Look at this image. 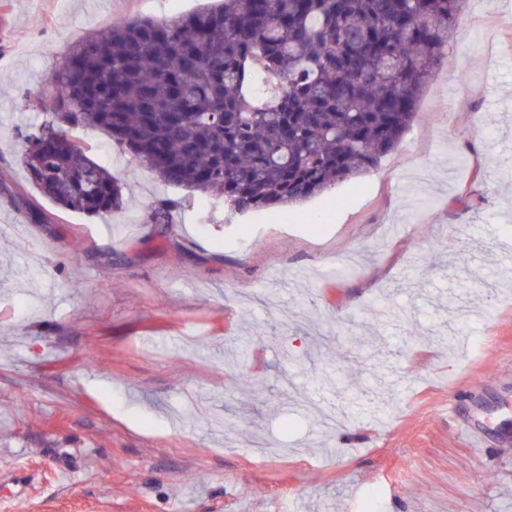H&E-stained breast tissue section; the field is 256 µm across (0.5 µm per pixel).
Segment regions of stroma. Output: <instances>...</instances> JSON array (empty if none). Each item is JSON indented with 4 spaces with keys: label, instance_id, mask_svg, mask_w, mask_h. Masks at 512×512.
I'll use <instances>...</instances> for the list:
<instances>
[{
    "label": "stroma",
    "instance_id": "obj_1",
    "mask_svg": "<svg viewBox=\"0 0 512 512\" xmlns=\"http://www.w3.org/2000/svg\"><path fill=\"white\" fill-rule=\"evenodd\" d=\"M198 7L0 0V512H512V0H468L396 147L284 221L88 131L106 235L23 137L77 42Z\"/></svg>",
    "mask_w": 512,
    "mask_h": 512
}]
</instances>
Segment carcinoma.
Listing matches in <instances>:
<instances>
[{
  "label": "carcinoma",
  "instance_id": "1",
  "mask_svg": "<svg viewBox=\"0 0 512 512\" xmlns=\"http://www.w3.org/2000/svg\"><path fill=\"white\" fill-rule=\"evenodd\" d=\"M464 0H222L119 17L49 79L22 164L65 212L125 207L79 132L164 182L280 210L377 166L409 128Z\"/></svg>",
  "mask_w": 512,
  "mask_h": 512
}]
</instances>
